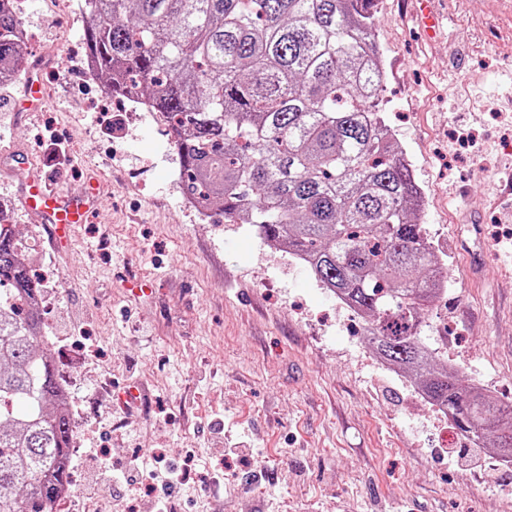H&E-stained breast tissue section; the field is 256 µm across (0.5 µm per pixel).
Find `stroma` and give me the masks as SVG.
Listing matches in <instances>:
<instances>
[{
	"instance_id": "35a3bbf8",
	"label": "stroma",
	"mask_w": 512,
	"mask_h": 512,
	"mask_svg": "<svg viewBox=\"0 0 512 512\" xmlns=\"http://www.w3.org/2000/svg\"><path fill=\"white\" fill-rule=\"evenodd\" d=\"M375 0L386 117L423 192L421 221L448 268L423 334L462 377L512 401V0ZM25 67L0 81V205L34 234L47 281L46 347L75 412V512H123L90 495L93 465L181 463L178 512H512V463L464 449L458 429L374 356L314 276L255 227L185 207L178 150L158 115L129 111L85 55L79 0H20ZM50 95L15 110L26 66ZM68 147L64 164L49 146ZM93 191L72 246L18 198L35 172ZM136 388V403L122 393Z\"/></svg>"
}]
</instances>
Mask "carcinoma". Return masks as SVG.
<instances>
[{
	"mask_svg": "<svg viewBox=\"0 0 512 512\" xmlns=\"http://www.w3.org/2000/svg\"><path fill=\"white\" fill-rule=\"evenodd\" d=\"M373 0H82L86 51L109 93L121 74L163 116L186 195L221 203L307 263L368 321L384 364L512 458V402L465 383L421 336L447 267L379 108L386 71ZM20 19L0 0V75L20 67ZM0 226V512H51L71 486L75 413L44 348L43 282Z\"/></svg>",
	"mask_w": 512,
	"mask_h": 512,
	"instance_id": "cac0c4a2",
	"label": "carcinoma"
}]
</instances>
